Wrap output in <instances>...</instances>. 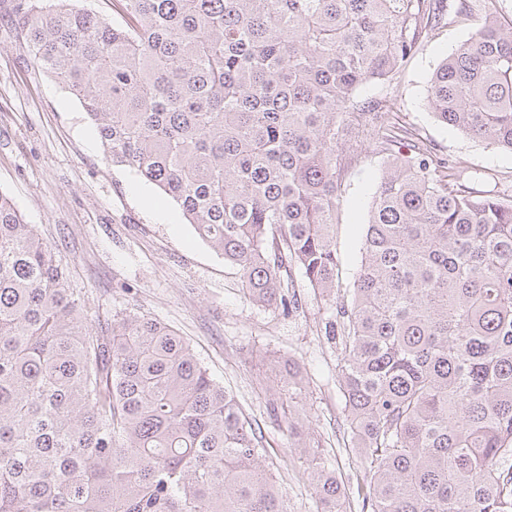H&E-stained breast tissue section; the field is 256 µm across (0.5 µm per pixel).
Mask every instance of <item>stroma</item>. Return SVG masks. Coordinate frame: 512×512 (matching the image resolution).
<instances>
[{
  "instance_id": "1",
  "label": "stroma",
  "mask_w": 512,
  "mask_h": 512,
  "mask_svg": "<svg viewBox=\"0 0 512 512\" xmlns=\"http://www.w3.org/2000/svg\"><path fill=\"white\" fill-rule=\"evenodd\" d=\"M17 2L0 0V192L37 226L69 288L93 312L144 315L186 339L212 378L263 430L262 455L290 512H316L306 465L288 448V426L266 408L267 400L288 391L281 361H296L303 373L297 402L309 431L348 492V512H364L357 493L363 471L344 436L340 349L326 326L357 275L363 225L390 151L369 133L346 153L336 212L340 292L319 297L297 273L298 308L256 304L245 296L236 267L198 238L173 202L107 159L79 101L32 63L14 26ZM481 18L478 10L450 17L396 75L364 86L356 100L384 101L386 121L413 131L456 165L494 172L498 187L511 191L512 155L440 124L427 106L435 65Z\"/></svg>"
}]
</instances>
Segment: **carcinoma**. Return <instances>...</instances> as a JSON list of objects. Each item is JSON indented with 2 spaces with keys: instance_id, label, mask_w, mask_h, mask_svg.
Instances as JSON below:
<instances>
[{
  "instance_id": "obj_1",
  "label": "carcinoma",
  "mask_w": 512,
  "mask_h": 512,
  "mask_svg": "<svg viewBox=\"0 0 512 512\" xmlns=\"http://www.w3.org/2000/svg\"><path fill=\"white\" fill-rule=\"evenodd\" d=\"M19 0L33 62L235 265L252 301L297 267L336 288L352 136L407 147L381 177L350 301L336 308L347 437L370 512H512V195L476 185L355 92L396 74L444 0ZM437 121L512 154V21L475 27L432 73ZM316 512L346 490L293 401L268 402ZM263 434L190 345L151 318L102 330L0 191V512H288Z\"/></svg>"
}]
</instances>
